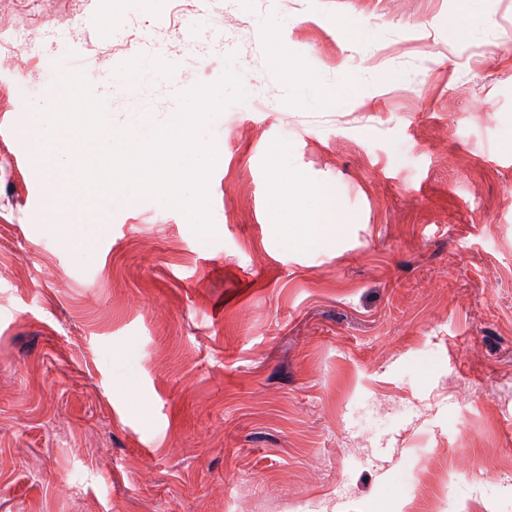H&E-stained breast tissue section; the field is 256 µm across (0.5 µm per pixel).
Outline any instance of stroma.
Wrapping results in <instances>:
<instances>
[{
    "label": "stroma",
    "mask_w": 512,
    "mask_h": 512,
    "mask_svg": "<svg viewBox=\"0 0 512 512\" xmlns=\"http://www.w3.org/2000/svg\"><path fill=\"white\" fill-rule=\"evenodd\" d=\"M65 59L141 139L245 74L212 236L74 184L63 242L31 115ZM0 163V512H512V0L0 14Z\"/></svg>",
    "instance_id": "obj_1"
}]
</instances>
